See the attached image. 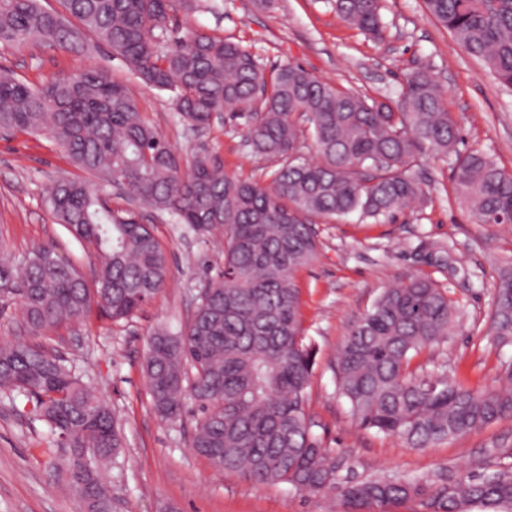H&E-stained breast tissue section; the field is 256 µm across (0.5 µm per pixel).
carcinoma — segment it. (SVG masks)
<instances>
[{
  "instance_id": "carcinoma-1",
  "label": "carcinoma",
  "mask_w": 512,
  "mask_h": 512,
  "mask_svg": "<svg viewBox=\"0 0 512 512\" xmlns=\"http://www.w3.org/2000/svg\"><path fill=\"white\" fill-rule=\"evenodd\" d=\"M0 0V47L31 43L83 52L107 45L144 86L171 94L181 118L249 117L251 152L273 163L267 185L230 176L202 149L185 163L141 113L128 87L89 68L35 85L0 69V128L49 136L71 164L97 180L61 178L48 192L59 223L92 245L94 287L54 246L0 258V298L18 297L29 334L42 337L99 310L131 319L167 282L165 251L134 209H114L109 188L136 206L200 234L224 233V267L179 333H153L144 370L155 410L181 416L186 398L202 419L191 447L220 472L259 485L338 491L352 512L418 500L424 512H512V474L450 481L371 477L341 485L352 456L320 446L307 412L317 356L298 318L295 273L316 261L317 217L393 218L424 196L418 171L431 151L448 160L458 199L480 224L512 222V173L481 148L457 149L447 90L429 68L404 75L395 104L343 91L298 65L269 76L240 44L172 26L174 0ZM360 33L380 40L382 0H330ZM429 14L512 88V0H425ZM491 333L512 341V265L498 270ZM458 327L448 292L413 276L384 289L351 328L336 385L361 428L427 448L512 417V382L471 389L445 365L412 366ZM0 392L35 402L36 417L69 449L68 483L86 490L83 512H112L101 466L121 448L112 409L62 357L41 345L0 341Z\"/></svg>"
}]
</instances>
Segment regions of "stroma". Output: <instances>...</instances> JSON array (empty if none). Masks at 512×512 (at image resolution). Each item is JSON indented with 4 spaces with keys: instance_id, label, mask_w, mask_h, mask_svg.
I'll use <instances>...</instances> for the list:
<instances>
[{
    "instance_id": "35a3bbf8",
    "label": "stroma",
    "mask_w": 512,
    "mask_h": 512,
    "mask_svg": "<svg viewBox=\"0 0 512 512\" xmlns=\"http://www.w3.org/2000/svg\"><path fill=\"white\" fill-rule=\"evenodd\" d=\"M382 14L389 29L381 41L365 39L325 0H273L268 6L261 0H176L173 22L241 43L264 71L291 62L376 99L393 95L405 73L432 67L447 90L464 147L485 149L512 173V89L460 46L423 0H383ZM0 66L35 84L103 67L128 86L144 116L183 156L204 147L223 160L229 175L261 174L263 160L244 145L246 116L227 113L206 130H191L170 94L143 87L108 47L90 54L39 44L0 49ZM78 174L47 138L0 131V252L20 259L33 246L50 243L92 278L95 252L57 224L45 202L56 179ZM420 180L423 205L394 219H316L319 256L295 275L302 325L317 349L308 401L314 433L322 447L353 456L359 479L424 478L440 470L452 478L479 477L512 470V417L432 447L411 448L359 428L336 387L337 350L351 326L385 288L412 275L437 281L460 306L456 335L419 354L418 364L448 366L457 381L473 389L503 383L512 373V345L493 341L488 323L497 271L512 264V224L476 223L454 197L448 162L434 154L423 158ZM145 221L168 256L166 286L130 320L116 323L94 311L42 339L112 408L123 442L101 471L112 493V512H342L332 493L259 486L239 474L217 472L190 446L202 418L195 403H187L175 421L156 413L143 369L148 339L157 326L176 332L191 318L201 290L224 264V238L157 214ZM422 243L449 250L451 268L421 259ZM68 456L42 421L30 419L27 409L0 394V512H81L78 498L65 486Z\"/></svg>"
}]
</instances>
